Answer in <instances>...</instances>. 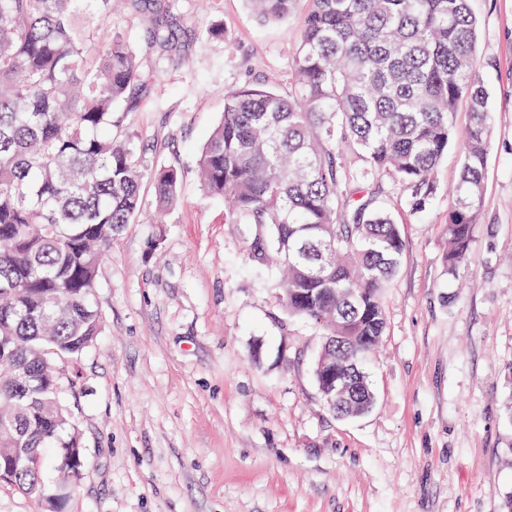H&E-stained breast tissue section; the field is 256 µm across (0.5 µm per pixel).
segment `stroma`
<instances>
[{"instance_id":"stroma-1","label":"stroma","mask_w":512,"mask_h":512,"mask_svg":"<svg viewBox=\"0 0 512 512\" xmlns=\"http://www.w3.org/2000/svg\"><path fill=\"white\" fill-rule=\"evenodd\" d=\"M187 59L148 47L146 23L113 28L160 80L127 116L146 168L174 165L177 200L115 236L96 306L102 329L56 359L81 434V480L62 505L0 482V512H503L512 492V0H469L494 138L471 261L449 271L443 227L460 148L439 162L425 214L389 174L371 177L403 254L368 358L376 404L336 418L311 373L323 336L288 316L278 275L248 271L244 229L225 221L196 157L225 89L293 81L308 0L265 22L246 0H162ZM223 39L208 35L214 22Z\"/></svg>"}]
</instances>
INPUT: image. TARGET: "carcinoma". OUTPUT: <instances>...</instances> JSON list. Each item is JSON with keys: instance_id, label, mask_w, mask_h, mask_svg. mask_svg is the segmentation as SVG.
<instances>
[{"instance_id": "carcinoma-1", "label": "carcinoma", "mask_w": 512, "mask_h": 512, "mask_svg": "<svg viewBox=\"0 0 512 512\" xmlns=\"http://www.w3.org/2000/svg\"><path fill=\"white\" fill-rule=\"evenodd\" d=\"M247 2L278 22L295 0ZM309 2L294 90L228 89L198 178L230 203L229 223L249 226L256 278L283 265L286 312L325 339L313 365L318 390L336 372L332 412L348 418L375 404L365 361L384 334L382 298L403 250L398 225L364 200L363 186L388 173L420 212L448 145L460 143L446 225L456 270L471 257L494 123L468 0ZM155 4L124 0L132 17L148 16L150 44L171 50L173 17ZM111 18L112 0H0V448L83 452L41 358L77 356L99 336L102 265L113 237L139 221L143 183L159 213L177 198L178 169L144 168L127 131V112L157 75ZM463 99L470 122L460 130ZM347 151L362 157V171L341 165ZM26 372L34 379L20 390ZM47 462L0 457V476L40 498Z\"/></svg>"}]
</instances>
